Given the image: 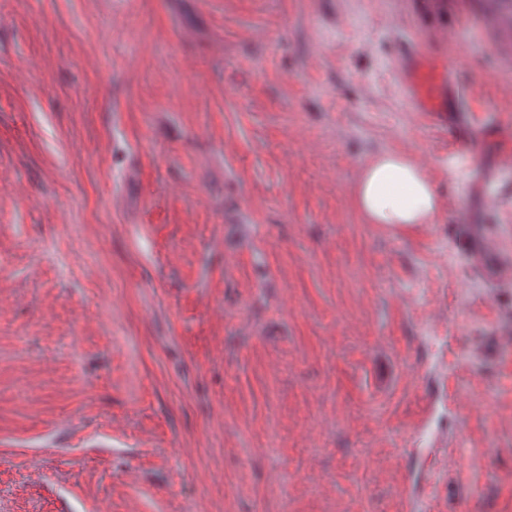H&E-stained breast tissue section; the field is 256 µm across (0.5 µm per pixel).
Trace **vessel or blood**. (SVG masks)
<instances>
[{"instance_id": "b4317fda", "label": "vessel or blood", "mask_w": 512, "mask_h": 512, "mask_svg": "<svg viewBox=\"0 0 512 512\" xmlns=\"http://www.w3.org/2000/svg\"><path fill=\"white\" fill-rule=\"evenodd\" d=\"M497 19L500 46L512 49V0H482ZM401 88L410 106L429 120L447 122L449 113L464 111L471 94L446 67L436 64L421 49L411 50L402 61Z\"/></svg>"}]
</instances>
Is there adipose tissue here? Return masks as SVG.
Instances as JSON below:
<instances>
[{"instance_id":"1","label":"adipose tissue","mask_w":512,"mask_h":512,"mask_svg":"<svg viewBox=\"0 0 512 512\" xmlns=\"http://www.w3.org/2000/svg\"><path fill=\"white\" fill-rule=\"evenodd\" d=\"M352 199L367 224H433L442 206L433 176L392 149L373 153L359 166Z\"/></svg>"}]
</instances>
